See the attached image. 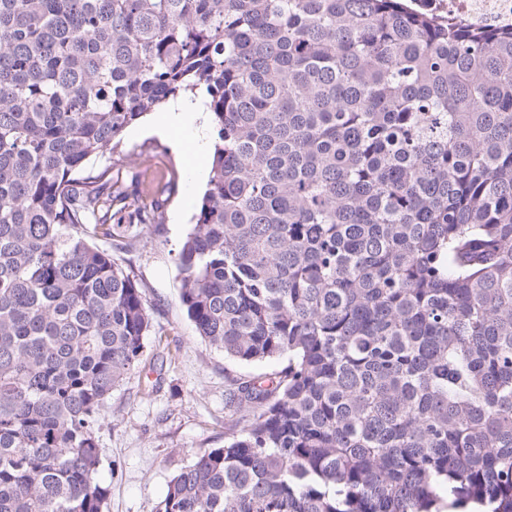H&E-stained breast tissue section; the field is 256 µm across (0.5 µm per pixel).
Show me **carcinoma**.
<instances>
[{"label": "carcinoma", "mask_w": 512, "mask_h": 512, "mask_svg": "<svg viewBox=\"0 0 512 512\" xmlns=\"http://www.w3.org/2000/svg\"><path fill=\"white\" fill-rule=\"evenodd\" d=\"M418 0H0V512H104L151 305L86 172L181 93L213 116L179 299L230 362L224 447L157 512H512V29Z\"/></svg>", "instance_id": "obj_1"}]
</instances>
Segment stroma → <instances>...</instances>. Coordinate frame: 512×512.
Here are the masks:
<instances>
[{
    "label": "stroma",
    "instance_id": "stroma-1",
    "mask_svg": "<svg viewBox=\"0 0 512 512\" xmlns=\"http://www.w3.org/2000/svg\"><path fill=\"white\" fill-rule=\"evenodd\" d=\"M146 114L130 126L115 152L92 160L111 167L117 191L136 195L139 182L169 183L158 198L160 228L136 249L116 251L131 268L154 307L161 342L147 341L145 369L132 373L112 394L98 437V482L108 489L106 512H155L166 486L195 452L224 445V392L228 375L262 372L259 364H235L196 333L179 300L181 272L174 255L194 222L207 173L192 172L169 141L147 134Z\"/></svg>",
    "mask_w": 512,
    "mask_h": 512
}]
</instances>
